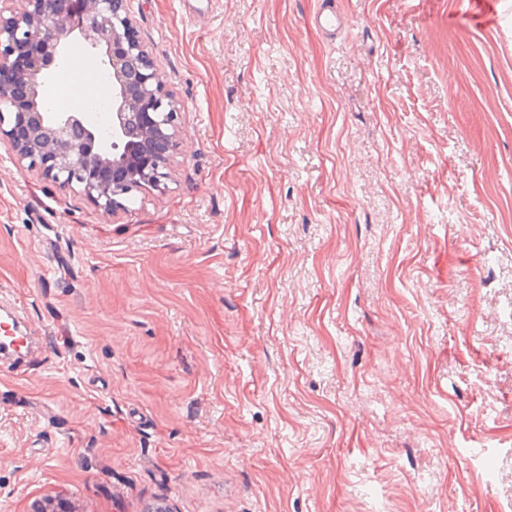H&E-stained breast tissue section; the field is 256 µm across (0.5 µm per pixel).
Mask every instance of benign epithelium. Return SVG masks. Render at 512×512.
I'll return each instance as SVG.
<instances>
[{
  "instance_id": "obj_1",
  "label": "benign epithelium",
  "mask_w": 512,
  "mask_h": 512,
  "mask_svg": "<svg viewBox=\"0 0 512 512\" xmlns=\"http://www.w3.org/2000/svg\"><path fill=\"white\" fill-rule=\"evenodd\" d=\"M83 40L112 84L102 129L82 110L50 112L42 88ZM180 108L138 38L128 0H0V141L65 190L116 211L137 190H159L177 151Z\"/></svg>"
}]
</instances>
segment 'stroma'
I'll return each instance as SVG.
<instances>
[{"label": "stroma", "mask_w": 512, "mask_h": 512, "mask_svg": "<svg viewBox=\"0 0 512 512\" xmlns=\"http://www.w3.org/2000/svg\"><path fill=\"white\" fill-rule=\"evenodd\" d=\"M321 2L130 0L123 210L0 143V512H512V0ZM314 24L330 39H335L338 35L345 34L350 28L348 19L329 6L321 7L315 13Z\"/></svg>", "instance_id": "stroma-1"}]
</instances>
